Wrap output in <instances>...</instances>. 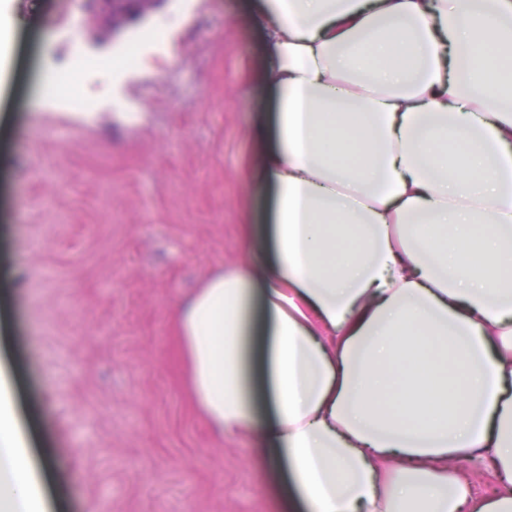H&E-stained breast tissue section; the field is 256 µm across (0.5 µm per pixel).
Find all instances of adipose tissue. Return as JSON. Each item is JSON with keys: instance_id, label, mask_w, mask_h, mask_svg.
Instances as JSON below:
<instances>
[{"instance_id": "1", "label": "adipose tissue", "mask_w": 512, "mask_h": 512, "mask_svg": "<svg viewBox=\"0 0 512 512\" xmlns=\"http://www.w3.org/2000/svg\"><path fill=\"white\" fill-rule=\"evenodd\" d=\"M240 10L275 50L253 59L278 91L253 158L275 203L175 310L196 407L258 434L269 484L287 463L282 512H512V0ZM10 394L0 368V512H46Z\"/></svg>"}]
</instances>
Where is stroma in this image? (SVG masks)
Listing matches in <instances>:
<instances>
[{"label":"stroma","mask_w":512,"mask_h":512,"mask_svg":"<svg viewBox=\"0 0 512 512\" xmlns=\"http://www.w3.org/2000/svg\"><path fill=\"white\" fill-rule=\"evenodd\" d=\"M12 75L0 117V274L14 287L5 354L16 399L48 457L54 512H279L259 437L209 430L181 381L177 304L248 249L246 226L271 214L253 186V132L276 111L256 87L254 18L239 0L178 13L164 50L106 81L93 115L49 103L48 69L74 50L99 59L155 16L112 25L84 0H15ZM144 114L130 123L122 108Z\"/></svg>","instance_id":"1"}]
</instances>
